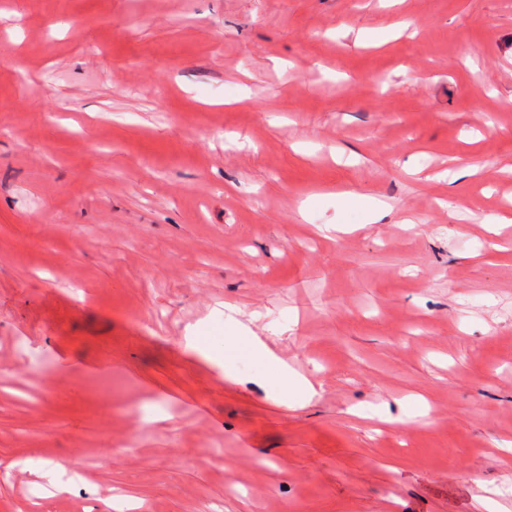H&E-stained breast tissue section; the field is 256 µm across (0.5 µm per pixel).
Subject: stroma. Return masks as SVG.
<instances>
[{
	"label": "stroma",
	"mask_w": 512,
	"mask_h": 512,
	"mask_svg": "<svg viewBox=\"0 0 512 512\" xmlns=\"http://www.w3.org/2000/svg\"><path fill=\"white\" fill-rule=\"evenodd\" d=\"M1 51L0 512H512V0H0ZM245 326L310 402L185 348Z\"/></svg>",
	"instance_id": "1"
}]
</instances>
